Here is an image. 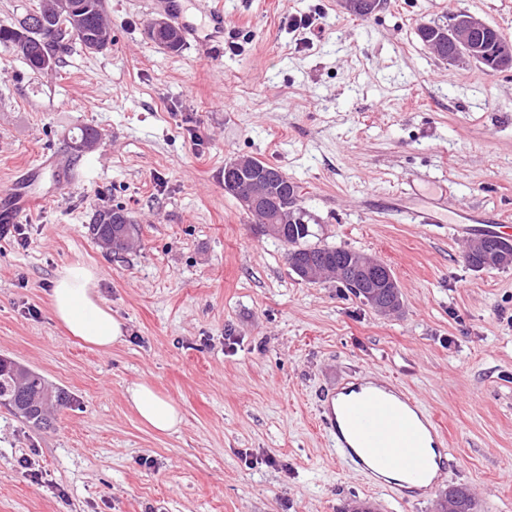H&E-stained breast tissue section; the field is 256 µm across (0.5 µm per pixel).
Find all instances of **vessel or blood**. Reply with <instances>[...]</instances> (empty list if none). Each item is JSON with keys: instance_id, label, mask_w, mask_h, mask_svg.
<instances>
[{"instance_id": "vessel-or-blood-1", "label": "vessel or blood", "mask_w": 512, "mask_h": 512, "mask_svg": "<svg viewBox=\"0 0 512 512\" xmlns=\"http://www.w3.org/2000/svg\"><path fill=\"white\" fill-rule=\"evenodd\" d=\"M200 10L210 29L211 41L224 36V11L214 0H202ZM56 158L42 155L26 167L0 196L7 199L15 215L35 212L47 202L31 187L43 170L56 166ZM454 236L465 239L471 233L503 236V224H487L477 209L458 212L450 226ZM343 399L327 408L321 424L336 454L355 474L393 500L404 503L409 495H429L443 473L451 467L453 455L446 432L418 398L395 380L380 381L358 374L340 384ZM401 469L414 482V489L386 479L384 470Z\"/></svg>"}]
</instances>
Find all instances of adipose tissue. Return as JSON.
<instances>
[{"label": "adipose tissue", "mask_w": 512, "mask_h": 512, "mask_svg": "<svg viewBox=\"0 0 512 512\" xmlns=\"http://www.w3.org/2000/svg\"><path fill=\"white\" fill-rule=\"evenodd\" d=\"M96 281L90 266H64L52 281L49 298L54 318L72 336L105 353L122 340L123 324L100 297ZM126 400L145 425L159 432L177 431L182 422L178 405L149 383H132Z\"/></svg>", "instance_id": "adipose-tissue-1"}]
</instances>
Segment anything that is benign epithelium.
Segmentation results:
<instances>
[{
	"label": "benign epithelium",
	"instance_id": "7a95c632",
	"mask_svg": "<svg viewBox=\"0 0 512 512\" xmlns=\"http://www.w3.org/2000/svg\"><path fill=\"white\" fill-rule=\"evenodd\" d=\"M344 8L352 13L361 12L369 15L378 10L381 0H343ZM77 10L74 0H42L41 7L28 15L27 26L31 29H38L43 25V18L50 14H57L60 17H69ZM488 25L476 19L465 11L456 12L455 19L448 30L441 32L426 45L437 51L441 60L453 65L462 59L478 62L496 72L512 70V43L502 40L499 42V50L495 58L487 59L480 44L481 36ZM229 173L224 179V189L237 196L242 207L251 212L268 213L276 210L274 217L268 219L262 225L263 231L280 235L284 226L294 222L293 212L290 208H280L278 202L271 197L266 190H251L245 194L240 192L238 184L246 178V174L254 175L252 181L255 183L264 179L263 173L256 172L251 158L239 157L228 166ZM512 242L505 240L503 244H491L482 238H474L467 246L463 262L472 266L471 257L476 254H483L487 263L501 267L512 265V250L508 246ZM336 267L340 271H357L360 273L356 281V287L370 297L372 308L382 314L388 315L393 310H398L402 304L397 288L398 281L392 271L380 260L364 254L356 253L348 259L336 261ZM300 275L306 280H318L322 274L317 258L311 256L299 262Z\"/></svg>",
	"mask_w": 512,
	"mask_h": 512
}]
</instances>
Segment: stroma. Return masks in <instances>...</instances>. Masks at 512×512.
Wrapping results in <instances>:
<instances>
[{"mask_svg":"<svg viewBox=\"0 0 512 512\" xmlns=\"http://www.w3.org/2000/svg\"><path fill=\"white\" fill-rule=\"evenodd\" d=\"M166 2L103 0L111 47L73 45L48 71L0 46V187L41 154L59 162L36 183L53 201L0 236V357L65 395L48 428L0 405V512H435L452 485L473 512H512V267L472 271L447 225L400 214L434 179L512 225V70L447 66L419 37L464 10L512 42V0H384L367 17L342 0H220L215 57L149 39ZM85 126L98 140L77 155ZM240 156L298 185L310 244L385 263L399 313L299 279L224 189ZM116 208L139 245L110 257L89 224ZM76 262L124 325L109 353L53 317L51 282ZM361 369L446 429L456 466L435 494L374 495L331 454L323 395ZM136 381L179 406V432L141 422Z\"/></svg>","mask_w":512,"mask_h":512,"instance_id":"35a3bbf8","label":"stroma"}]
</instances>
